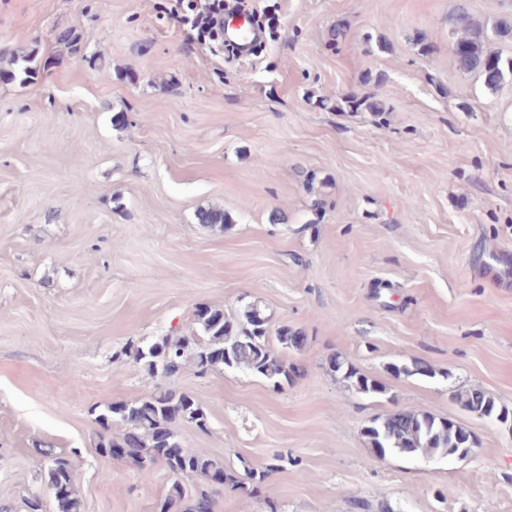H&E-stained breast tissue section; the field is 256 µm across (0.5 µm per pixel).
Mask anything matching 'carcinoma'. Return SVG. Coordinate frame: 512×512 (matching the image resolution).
Listing matches in <instances>:
<instances>
[{"instance_id": "carcinoma-1", "label": "carcinoma", "mask_w": 512, "mask_h": 512, "mask_svg": "<svg viewBox=\"0 0 512 512\" xmlns=\"http://www.w3.org/2000/svg\"><path fill=\"white\" fill-rule=\"evenodd\" d=\"M448 26L455 35L454 55L460 69L480 73L485 88L495 91L505 75H512V57L485 48V24L470 12L466 0H458L448 14ZM198 223L224 230L231 223L229 215L217 207L201 208L196 213ZM200 331L191 336H164L146 346L133 349V357L148 373L168 381L175 380L187 365L205 375L217 369H234L258 375L277 387L292 380L295 368L288 364L273 347L268 319L257 305L246 306L233 318L224 309L203 305L196 308ZM334 373L342 375L351 389L362 395L386 392V387L359 372L338 357L330 360ZM397 375L432 377L435 371L426 363L416 361L410 366L394 367ZM455 399L467 410L478 409L484 416L498 421L512 415L480 389L455 394ZM97 423L103 430L98 452L120 448L118 457L131 462L142 479L152 476L156 464L164 465L174 476L167 493L156 503L155 512H216V493L224 486L231 489L257 491L269 474L278 469L271 464L262 471L249 472L246 484L237 475L224 469V464L208 455L190 451L180 445L176 427L193 423L206 429L207 414L202 404L191 394L172 387L161 388L150 396L130 403L111 405L100 414ZM123 428L121 435L106 432L112 425ZM364 434L380 457L387 455L455 457L469 446L471 435L461 425L439 419L428 412L399 409L370 422ZM54 492V512H81L76 474L68 459L54 457L46 471ZM196 481L189 488L185 481Z\"/></svg>"}]
</instances>
